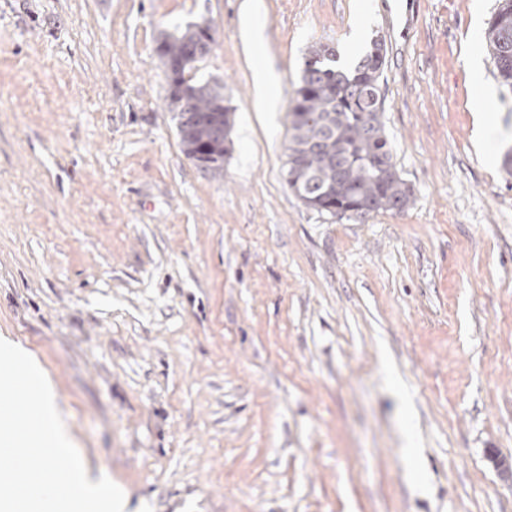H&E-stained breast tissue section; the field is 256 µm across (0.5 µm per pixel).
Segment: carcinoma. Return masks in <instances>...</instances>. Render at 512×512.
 <instances>
[{
  "instance_id": "obj_1",
  "label": "carcinoma",
  "mask_w": 512,
  "mask_h": 512,
  "mask_svg": "<svg viewBox=\"0 0 512 512\" xmlns=\"http://www.w3.org/2000/svg\"><path fill=\"white\" fill-rule=\"evenodd\" d=\"M489 46L498 77L512 88V0H502L492 17ZM213 39L200 26L189 25L168 33L157 51L164 60L166 80L184 79L181 61L189 48L204 59ZM384 56L380 44L354 66H336L335 51L315 47L302 76L301 85L288 110L291 138L286 147L291 166L287 183L308 208L324 213L334 207L339 219L364 221L384 212H401L409 204L411 188L393 163L384 122V100L380 80ZM195 93L191 111L174 107L177 133L185 153L199 154L207 172L224 170V141L229 139L233 118L224 106V84L216 79L190 76ZM317 116L309 122L302 115Z\"/></svg>"
}]
</instances>
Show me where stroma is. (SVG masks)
Segmentation results:
<instances>
[{"label": "stroma", "mask_w": 512, "mask_h": 512, "mask_svg": "<svg viewBox=\"0 0 512 512\" xmlns=\"http://www.w3.org/2000/svg\"><path fill=\"white\" fill-rule=\"evenodd\" d=\"M499 6L0 0V334L131 507L512 512V174L486 161L512 152V88L488 40L492 105L468 62ZM189 23L213 27L196 75L233 110L216 175L181 150L157 52ZM377 42L412 197L339 221L286 182L287 113L312 48L348 67ZM274 82V76L267 70L258 72L255 106L262 112H271L275 108V100L271 93V86Z\"/></svg>", "instance_id": "stroma-1"}]
</instances>
